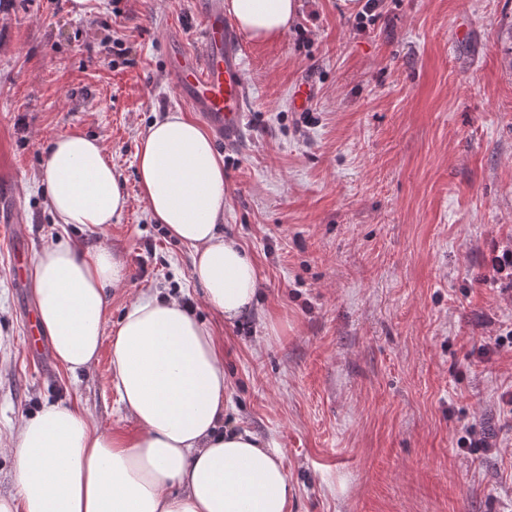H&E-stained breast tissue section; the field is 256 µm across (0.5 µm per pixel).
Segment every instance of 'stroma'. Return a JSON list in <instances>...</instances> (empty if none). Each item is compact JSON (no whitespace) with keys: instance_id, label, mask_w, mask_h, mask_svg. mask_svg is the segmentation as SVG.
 <instances>
[{"instance_id":"stroma-1","label":"stroma","mask_w":512,"mask_h":512,"mask_svg":"<svg viewBox=\"0 0 512 512\" xmlns=\"http://www.w3.org/2000/svg\"><path fill=\"white\" fill-rule=\"evenodd\" d=\"M208 0H0V439L46 402L133 431L111 343L71 375L27 353L31 267L63 239L109 246L140 294L191 299L224 347V425L284 452L290 512H512V0H298L278 39L247 40V116L224 163L221 229L254 259L252 314L206 307L193 251L151 220L136 148L187 112L167 77L171 34L194 47ZM106 61H99L101 49ZM311 81L310 111L291 108ZM99 138L129 196L95 232L56 223L48 144ZM475 434L493 444L474 457Z\"/></svg>"}]
</instances>
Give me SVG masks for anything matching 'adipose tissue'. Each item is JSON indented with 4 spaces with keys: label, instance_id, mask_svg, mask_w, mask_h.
Returning a JSON list of instances; mask_svg holds the SVG:
<instances>
[{
    "label": "adipose tissue",
    "instance_id": "1",
    "mask_svg": "<svg viewBox=\"0 0 512 512\" xmlns=\"http://www.w3.org/2000/svg\"><path fill=\"white\" fill-rule=\"evenodd\" d=\"M296 10V0L227 6L256 41L281 35ZM137 158L146 209L193 248L205 303L229 322L247 316L257 270L219 230L224 163L209 135L171 112L150 124ZM42 182L60 224L97 230L128 206L104 146L87 135L52 142ZM31 275L38 323L65 370L88 371L110 341L114 387L135 429L105 434L77 404H44L0 444L14 462V489L0 494V512H290L282 450L224 427V351L204 322L176 298L141 296L105 338L106 294L123 283L125 268L104 245L46 246Z\"/></svg>",
    "mask_w": 512,
    "mask_h": 512
}]
</instances>
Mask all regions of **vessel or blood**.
Masks as SVG:
<instances>
[{
  "label": "vessel or blood",
  "instance_id": "obj_1",
  "mask_svg": "<svg viewBox=\"0 0 512 512\" xmlns=\"http://www.w3.org/2000/svg\"><path fill=\"white\" fill-rule=\"evenodd\" d=\"M243 50L240 33L217 0L200 19L197 48L170 46L168 76L173 86L221 146L236 142L243 131Z\"/></svg>",
  "mask_w": 512,
  "mask_h": 512
}]
</instances>
